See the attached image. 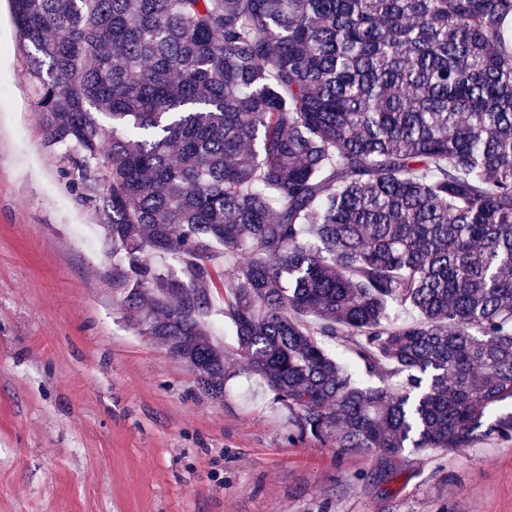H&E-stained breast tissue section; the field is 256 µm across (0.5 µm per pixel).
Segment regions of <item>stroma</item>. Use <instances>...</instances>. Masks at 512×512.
I'll list each match as a JSON object with an SVG mask.
<instances>
[{"mask_svg":"<svg viewBox=\"0 0 512 512\" xmlns=\"http://www.w3.org/2000/svg\"><path fill=\"white\" fill-rule=\"evenodd\" d=\"M30 58L0 44V512H512V439L456 454H375L302 440L241 368L214 400L125 310L97 201L45 146ZM85 225L86 247L72 227Z\"/></svg>","mask_w":512,"mask_h":512,"instance_id":"35a3bbf8","label":"stroma"}]
</instances>
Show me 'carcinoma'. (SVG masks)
Returning <instances> with one entry per match:
<instances>
[{
    "label": "carcinoma",
    "instance_id": "obj_1",
    "mask_svg": "<svg viewBox=\"0 0 512 512\" xmlns=\"http://www.w3.org/2000/svg\"><path fill=\"white\" fill-rule=\"evenodd\" d=\"M10 5L44 143L102 188L126 310L199 390L224 396L222 290L298 436L391 474L408 448L512 438L490 414L512 399V0Z\"/></svg>",
    "mask_w": 512,
    "mask_h": 512
}]
</instances>
